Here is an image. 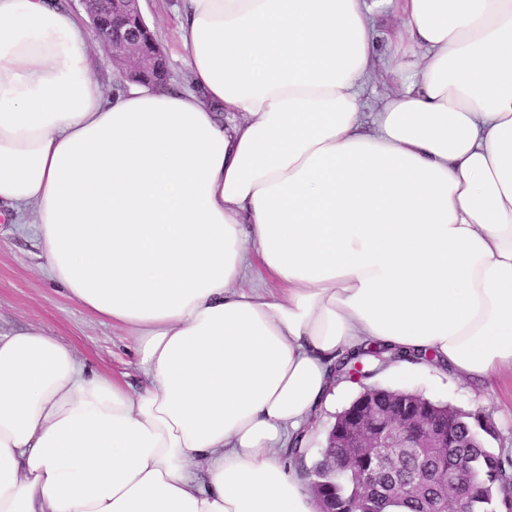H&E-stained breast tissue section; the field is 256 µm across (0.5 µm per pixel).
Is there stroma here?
<instances>
[{
  "label": "stroma",
  "mask_w": 512,
  "mask_h": 512,
  "mask_svg": "<svg viewBox=\"0 0 512 512\" xmlns=\"http://www.w3.org/2000/svg\"><path fill=\"white\" fill-rule=\"evenodd\" d=\"M140 7L167 56L171 87H185L188 78L179 61L180 0H140ZM41 264L30 225L0 223V330L44 327L70 342L89 367L124 373L129 381H136L139 371L133 338L71 301L44 275ZM368 371L365 385L411 390L486 415L497 430L490 447L512 455L511 371L495 372L482 386L464 383L441 368L412 367L403 361L374 363Z\"/></svg>",
  "instance_id": "1"
}]
</instances>
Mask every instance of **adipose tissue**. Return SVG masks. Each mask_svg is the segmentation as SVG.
<instances>
[{"mask_svg":"<svg viewBox=\"0 0 512 512\" xmlns=\"http://www.w3.org/2000/svg\"><path fill=\"white\" fill-rule=\"evenodd\" d=\"M397 7L374 107V0H182L189 88L112 99L57 0H0V219L143 377L0 333V512H318L284 451L341 354L512 368V0Z\"/></svg>","mask_w":512,"mask_h":512,"instance_id":"obj_1","label":"adipose tissue"}]
</instances>
